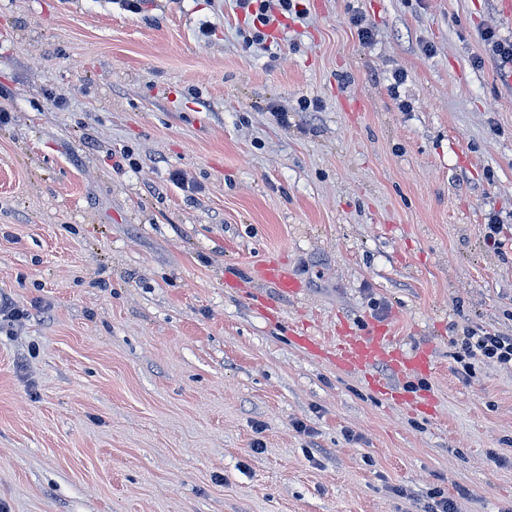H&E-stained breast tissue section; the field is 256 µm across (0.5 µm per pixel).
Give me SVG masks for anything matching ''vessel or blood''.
I'll list each match as a JSON object with an SVG mask.
<instances>
[{
    "label": "vessel or blood",
    "instance_id": "vessel-or-blood-1",
    "mask_svg": "<svg viewBox=\"0 0 512 512\" xmlns=\"http://www.w3.org/2000/svg\"><path fill=\"white\" fill-rule=\"evenodd\" d=\"M265 276L287 294L299 292L300 284L285 269L268 264L264 267ZM332 356L338 366L346 369L367 371L378 365H386L394 370H427L429 363L425 354L408 355L394 348L386 336H346L337 339Z\"/></svg>",
    "mask_w": 512,
    "mask_h": 512
}]
</instances>
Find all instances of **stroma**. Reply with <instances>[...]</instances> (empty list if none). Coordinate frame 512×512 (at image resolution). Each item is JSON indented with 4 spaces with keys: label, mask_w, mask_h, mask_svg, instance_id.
<instances>
[{
    "label": "stroma",
    "mask_w": 512,
    "mask_h": 512,
    "mask_svg": "<svg viewBox=\"0 0 512 512\" xmlns=\"http://www.w3.org/2000/svg\"><path fill=\"white\" fill-rule=\"evenodd\" d=\"M503 2L0 0L11 512H512V366L457 360L512 336ZM277 2V3H273ZM293 2L295 0H236V5L242 9L245 13H248L262 23L264 26H268L271 23L277 21L276 16L273 15V11L277 10L278 13L288 19V14L294 9L295 14L299 13L297 5ZM484 41L489 47V57L499 62L503 67H512V42H502L495 38L494 33L491 31L486 32ZM504 80L512 83V68L511 71L506 73ZM264 271L266 278L275 283L282 292L288 295L299 292L301 288L300 283L294 276L288 275V271L285 269L272 264H265ZM336 365L346 369L367 371L378 365L394 370H428L425 354L407 355L390 343L389 336H345L336 340L332 350Z\"/></svg>",
    "instance_id": "35a3bbf8"
}]
</instances>
